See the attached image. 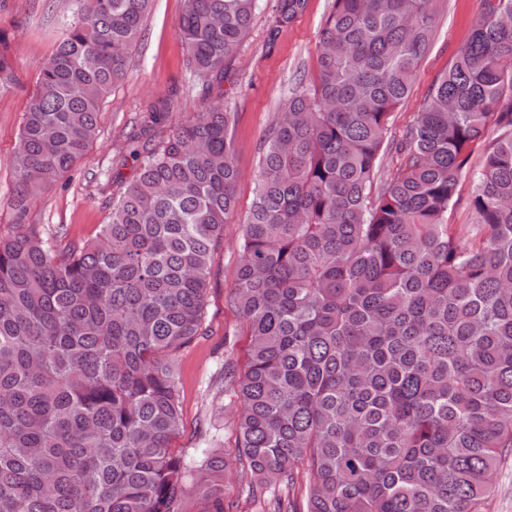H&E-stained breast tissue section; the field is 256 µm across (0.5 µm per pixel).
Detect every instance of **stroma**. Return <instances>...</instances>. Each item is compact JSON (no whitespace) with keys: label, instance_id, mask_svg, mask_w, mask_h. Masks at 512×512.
<instances>
[{"label":"stroma","instance_id":"stroma-1","mask_svg":"<svg viewBox=\"0 0 512 512\" xmlns=\"http://www.w3.org/2000/svg\"><path fill=\"white\" fill-rule=\"evenodd\" d=\"M275 0H264L239 54L224 76V104L237 112L233 131L240 170L237 209L224 227V243L212 258L211 280L204 315L205 331L179 350L175 364L185 428L170 441L177 454L193 453L199 433L209 430L225 456L236 453L235 417L238 402L224 384L225 361L244 364L247 337L225 349V332L240 329L241 319L225 297L240 264L239 240L255 188L263 143L282 104L298 83L308 82L317 68L320 30L331 0H309L307 11L283 29L274 50L265 47L266 11ZM184 0H153L142 37L132 53L128 76L106 98L99 132L87 155L63 183L33 192L25 216L13 206L15 175L10 158L18 144L26 105L36 89L40 63L52 53L62 25L71 18L69 0H0V28L10 29L9 44L18 82L0 91V235L17 222L45 229L64 227L59 248L94 238L109 213L105 201L136 173L134 164L118 165L130 135L139 132L150 104L172 99L165 119L173 125L193 117L206 100L200 84L185 68V51L176 21ZM477 0H444L436 18L430 49L421 61L408 98L396 109L393 129L402 132L420 112L437 78L467 42L476 18Z\"/></svg>","mask_w":512,"mask_h":512}]
</instances>
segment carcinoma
Instances as JSON below:
<instances>
[{
    "instance_id": "carcinoma-1",
    "label": "carcinoma",
    "mask_w": 512,
    "mask_h": 512,
    "mask_svg": "<svg viewBox=\"0 0 512 512\" xmlns=\"http://www.w3.org/2000/svg\"><path fill=\"white\" fill-rule=\"evenodd\" d=\"M72 2L10 160L20 211L92 145L153 0ZM308 3L275 0L268 50ZM440 4L332 0L315 76L263 145L226 296L246 362L224 361V382L241 478L275 488L268 512H480L512 449V0H478L396 138ZM261 9L185 0L177 28L203 90ZM9 41L0 29V90L16 81ZM235 119L220 92L162 138L145 126L95 238L60 251L34 224L0 237V512H185L192 495L226 512L223 450L169 441L184 428L173 355L203 335L237 208ZM467 179L475 223L451 224Z\"/></svg>"
}]
</instances>
